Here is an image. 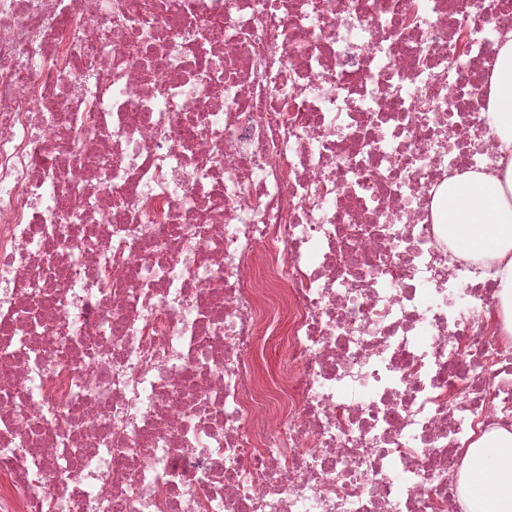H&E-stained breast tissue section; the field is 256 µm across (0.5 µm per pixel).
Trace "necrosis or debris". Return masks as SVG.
<instances>
[{
  "mask_svg": "<svg viewBox=\"0 0 512 512\" xmlns=\"http://www.w3.org/2000/svg\"><path fill=\"white\" fill-rule=\"evenodd\" d=\"M510 31L512 0H0V512H469L512 345L436 199L502 156ZM491 100L495 107L489 113L490 132L508 147L512 145V31L498 50L496 67L490 79Z\"/></svg>",
  "mask_w": 512,
  "mask_h": 512,
  "instance_id": "4bbe7bcc",
  "label": "necrosis or debris"
}]
</instances>
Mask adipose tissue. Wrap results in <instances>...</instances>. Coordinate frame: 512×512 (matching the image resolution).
<instances>
[{
    "mask_svg": "<svg viewBox=\"0 0 512 512\" xmlns=\"http://www.w3.org/2000/svg\"><path fill=\"white\" fill-rule=\"evenodd\" d=\"M490 92L494 103L490 130L503 143L512 144V32L498 50ZM437 205L441 223L447 224L462 253L499 261L500 286L512 297V171L503 181L470 172L450 177ZM461 490L474 512H512V431H492L470 447Z\"/></svg>",
    "mask_w": 512,
    "mask_h": 512,
    "instance_id": "ef3b65f1",
    "label": "adipose tissue"
}]
</instances>
